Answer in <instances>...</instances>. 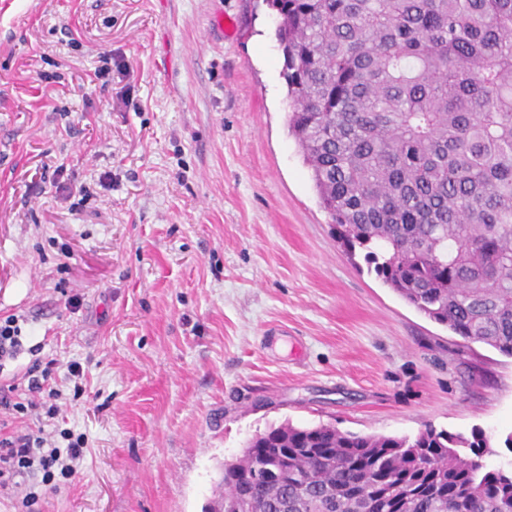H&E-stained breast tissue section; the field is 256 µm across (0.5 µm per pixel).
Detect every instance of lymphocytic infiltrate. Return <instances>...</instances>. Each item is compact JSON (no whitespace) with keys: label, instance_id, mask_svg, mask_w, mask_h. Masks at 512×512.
I'll list each match as a JSON object with an SVG mask.
<instances>
[{"label":"lymphocytic infiltrate","instance_id":"f902f5d3","mask_svg":"<svg viewBox=\"0 0 512 512\" xmlns=\"http://www.w3.org/2000/svg\"><path fill=\"white\" fill-rule=\"evenodd\" d=\"M57 359L33 363L18 381L0 386V492L20 496L23 506H32L37 496L22 488L19 476L39 471L43 485L54 484L56 478L70 479L74 471L62 465V458L79 459L84 453V436L62 431L61 435L44 428H18L20 417L36 410L46 418H56L60 412L58 393L50 387L49 379L57 367ZM64 438L66 448H58L56 438Z\"/></svg>","mask_w":512,"mask_h":512}]
</instances>
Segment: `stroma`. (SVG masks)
I'll return each instance as SVG.
<instances>
[{"instance_id":"stroma-1","label":"stroma","mask_w":512,"mask_h":512,"mask_svg":"<svg viewBox=\"0 0 512 512\" xmlns=\"http://www.w3.org/2000/svg\"><path fill=\"white\" fill-rule=\"evenodd\" d=\"M277 24L266 0H0V316L26 346L0 378L58 358L56 427L87 438L73 481L22 477L31 512H207L286 421L478 428L512 465V358L336 241Z\"/></svg>"}]
</instances>
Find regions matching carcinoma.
<instances>
[{
	"instance_id": "carcinoma-1",
	"label": "carcinoma",
	"mask_w": 512,
	"mask_h": 512,
	"mask_svg": "<svg viewBox=\"0 0 512 512\" xmlns=\"http://www.w3.org/2000/svg\"><path fill=\"white\" fill-rule=\"evenodd\" d=\"M288 127L350 258L512 357V0H266ZM488 439L268 428L224 464L228 512H512Z\"/></svg>"
}]
</instances>
